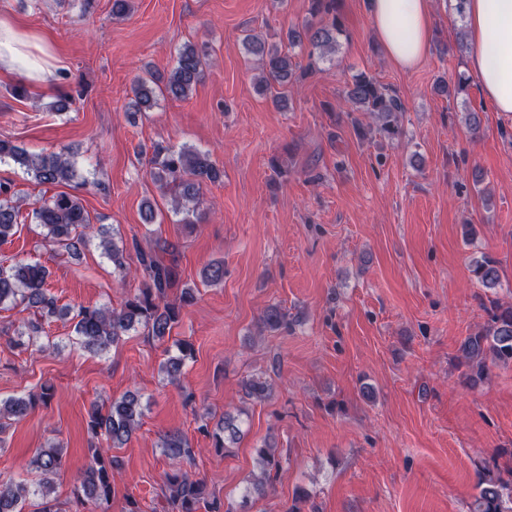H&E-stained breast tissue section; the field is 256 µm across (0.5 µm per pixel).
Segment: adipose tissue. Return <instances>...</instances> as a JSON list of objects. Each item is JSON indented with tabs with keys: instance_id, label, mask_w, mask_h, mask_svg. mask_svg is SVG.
<instances>
[{
	"instance_id": "1",
	"label": "adipose tissue",
	"mask_w": 512,
	"mask_h": 512,
	"mask_svg": "<svg viewBox=\"0 0 512 512\" xmlns=\"http://www.w3.org/2000/svg\"><path fill=\"white\" fill-rule=\"evenodd\" d=\"M430 0H369L377 41L398 67L414 69L433 36ZM469 75L494 111L512 115V0H465ZM61 61L48 41L0 17V72L49 83Z\"/></svg>"
}]
</instances>
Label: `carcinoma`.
Wrapping results in <instances>:
<instances>
[{
  "label": "carcinoma",
  "instance_id": "carcinoma-1",
  "mask_svg": "<svg viewBox=\"0 0 512 512\" xmlns=\"http://www.w3.org/2000/svg\"><path fill=\"white\" fill-rule=\"evenodd\" d=\"M309 13L317 23L304 32L289 30L287 41L292 47H306L308 64L299 69L290 52L253 33L244 36L247 53L258 58L262 66L259 88L270 94L277 103L288 101V89L294 86L297 76L318 70V64L329 59L338 50L339 37L345 33L339 14V0H309ZM207 52L194 45L178 49L173 68L162 73L150 67L133 83L134 99L130 103L133 112H147L157 103V95L172 99L187 98L200 82L208 66ZM467 78L458 74L455 80L441 79L435 90L448 96L455 91L461 93ZM346 96L356 112H367L380 123V130L389 137L399 134L398 114L405 111L401 99L377 79L359 72L347 83ZM10 158L26 173L42 184H63L75 176V170L65 150L29 152L0 139V160ZM149 175L156 186L170 194L174 214H181V222L191 224L200 202V191L207 183L221 178L220 170L211 161L210 151L181 146L179 148L157 142L152 146L147 159ZM21 211V200L14 198L11 184L0 182V243L13 235ZM36 223L45 230V238L70 255L79 253L86 242V230L91 220L81 200L68 193H59L38 203L32 210ZM102 247L117 270H125L126 248L108 240ZM174 244L166 240L156 241L149 251L137 249L136 273L140 287L120 304L118 308L79 307L72 315L73 332L80 346L102 353L118 345L130 330L140 326L147 335L158 342L165 341L177 325L183 312L194 305L199 291L187 287L171 300L168 290L176 281ZM472 273L485 288H494L500 282L496 262L484 257L473 265ZM49 270L38 262L17 261L7 268L0 267V306L9 303L23 305L33 310L34 318L23 323L25 330L18 336L33 339L42 331V321L65 316L58 306L57 297L48 289ZM487 313L486 324L470 334L461 346L465 363L470 367L469 379L483 378L489 365L512 364V302L497 299L481 302ZM287 325L286 314L278 306L268 307L260 318L259 327L278 330ZM194 348L189 343L177 344V353L168 356L161 370L174 382L182 374L186 361L193 358ZM244 397L262 401L270 396L272 385L266 378H252L243 386ZM52 388L44 387L40 394L29 397H10L0 400V421L4 418L20 420L35 408L37 403H48ZM143 415L140 398L128 391L114 398L105 406L92 405L89 411L88 428L96 439L92 444L89 461L74 487L76 498L84 503L98 505L109 503L114 493V474L121 468L120 461L108 454L111 448H121L139 428ZM240 415L224 413L219 430L202 432L212 438L217 451H226L236 445L243 432L239 424ZM160 448L171 461L172 471L165 474L161 494L168 505V512H221L223 504L206 492L204 481L182 470L181 465L194 459L195 449L178 430L168 431L161 437ZM65 449L59 444H50L38 449L32 464L42 472L44 478L37 484L25 479L0 482V512H26L25 505L38 501V512H61L53 497L54 485L50 477L57 475L62 467ZM260 473L252 482V491L265 493L266 483L272 471L281 467L282 456L277 443L267 440L256 449ZM472 512H512V480H506L500 471L485 469L479 474Z\"/></svg>",
  "mask_w": 512,
  "mask_h": 512
}]
</instances>
